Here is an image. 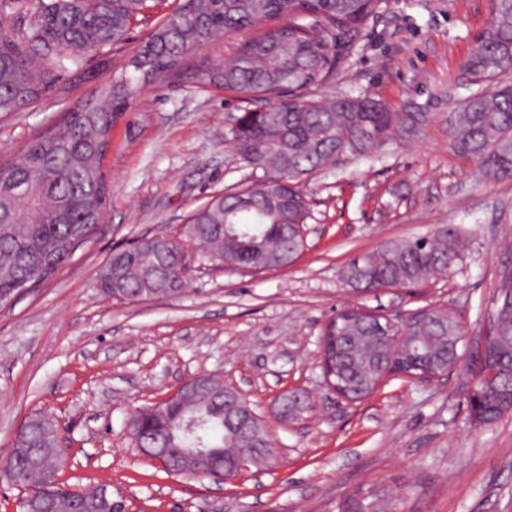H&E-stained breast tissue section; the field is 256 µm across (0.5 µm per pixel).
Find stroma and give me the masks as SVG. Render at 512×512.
<instances>
[{"mask_svg":"<svg viewBox=\"0 0 512 512\" xmlns=\"http://www.w3.org/2000/svg\"><path fill=\"white\" fill-rule=\"evenodd\" d=\"M183 0H161L113 50L111 69L88 63L89 79L68 96L46 93L0 115V162L54 127L64 112L120 67ZM493 0H382L353 36L337 75L314 89L324 99L370 95L392 112H424L414 139L375 157L353 154L304 186L311 217L305 246L288 267L263 272L213 266L171 298L118 302L97 274L113 251L176 232L211 196L254 175L225 137L253 101L195 73L150 86L112 124L103 158L112 189L106 216L47 280L0 308V512H18L21 488L3 475L15 431L48 415L67 448L60 478L78 488L108 485L121 512H336L357 490L403 496L405 512H512V413L475 425L468 363L441 384L389 377L350 403L324 385L325 323L347 306L375 313L434 308L476 347L502 304L512 273V178L483 176L456 152L451 117L473 90L461 65L487 27ZM458 228L457 271L410 288L346 287L355 257L390 240ZM200 373L241 389L276 436L266 464L217 483L163 470L133 448L127 423L138 408ZM308 392L312 412L277 418V400Z\"/></svg>","mask_w":512,"mask_h":512,"instance_id":"obj_1","label":"stroma"}]
</instances>
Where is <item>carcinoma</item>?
I'll return each instance as SVG.
<instances>
[{
	"label": "carcinoma",
	"mask_w": 512,
	"mask_h": 512,
	"mask_svg": "<svg viewBox=\"0 0 512 512\" xmlns=\"http://www.w3.org/2000/svg\"><path fill=\"white\" fill-rule=\"evenodd\" d=\"M156 0H42L41 11L19 24L11 21L14 0H0V114L20 112L55 90L64 61L80 67L84 58L105 54L123 41L131 24ZM379 0H183V4L135 53L80 101L48 132L38 136L18 159L0 166V305L48 277L87 240L105 218L109 185L102 167L113 119L154 84L182 69L188 50L212 45L226 32L270 23L263 35L232 47L220 63L205 59L199 74L211 85L265 102L262 112H244L228 132L244 163L262 172L246 187L211 197L188 217L175 237L176 247L144 239L112 254L102 271L112 272L100 288L116 301L175 296L183 291L188 255L226 270L265 271L288 266L304 247L297 224L310 213L299 184L344 153L366 156L408 139L428 121L422 112H390L375 99L307 101L302 91L325 82L349 52L347 37L363 29ZM463 69L480 81L512 72V0H495L489 26L466 58ZM455 147L472 158L488 178L512 177V82L489 94L475 92L453 116ZM252 206L243 210L237 198ZM461 237L444 229L385 242L374 254L357 257L343 273L356 290L404 287L448 275L460 259ZM492 324L486 355L493 376L475 388L469 415L491 424L512 407V276ZM336 351L338 380L354 397L366 394L380 373L404 364L417 371L453 361L459 323L435 310L414 323L409 345L390 348L376 317L346 307L336 325L322 331ZM130 431L133 447L222 448L253 461L268 460L275 438L268 425L239 440L224 418V402L201 396L171 401L162 418L136 410ZM56 426L35 414L26 422L23 442L14 446L6 476L20 474L26 496H48L57 512H110L98 489H73L56 480ZM403 497L369 492L336 504V512H395Z\"/></svg>",
	"instance_id": "carcinoma-1"
}]
</instances>
